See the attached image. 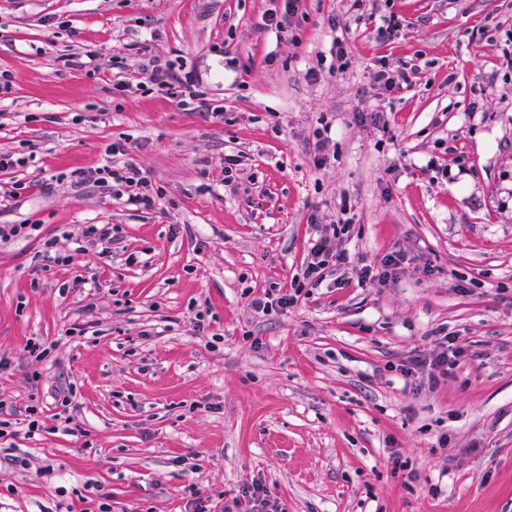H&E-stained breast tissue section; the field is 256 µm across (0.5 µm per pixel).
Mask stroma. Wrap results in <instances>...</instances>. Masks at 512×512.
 Masks as SVG:
<instances>
[{
    "label": "stroma",
    "mask_w": 512,
    "mask_h": 512,
    "mask_svg": "<svg viewBox=\"0 0 512 512\" xmlns=\"http://www.w3.org/2000/svg\"><path fill=\"white\" fill-rule=\"evenodd\" d=\"M281 8L0 0V153L26 159L0 171L20 186L0 224L40 227L0 243V399L44 403L41 434L0 467V512H96L103 494L112 512H186L193 490L224 512L252 484L276 512H512V0H303L279 36L264 22ZM388 15L401 27L383 40ZM153 57L196 76L208 108L119 90ZM381 63L418 71L387 92ZM119 140L161 191L153 209L55 181ZM230 154L254 176L234 192ZM344 203L342 282L256 313ZM87 224L118 226L111 252L78 250ZM49 236L70 262L44 272ZM393 251L394 281L362 282ZM444 336L465 350L450 375H403Z\"/></svg>",
    "instance_id": "1"
}]
</instances>
